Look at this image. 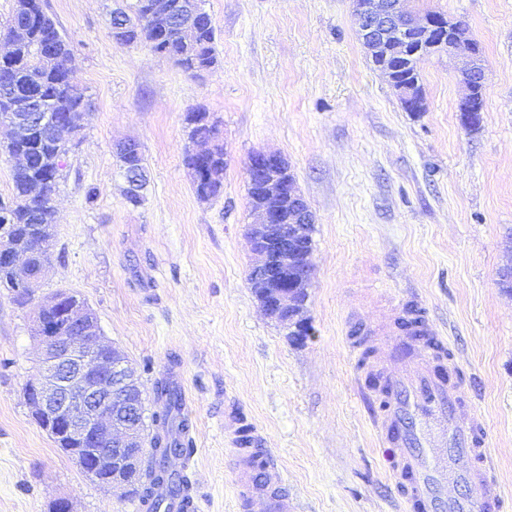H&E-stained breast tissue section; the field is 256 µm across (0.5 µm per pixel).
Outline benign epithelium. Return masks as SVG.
<instances>
[{
    "label": "benign epithelium",
    "instance_id": "benign-epithelium-1",
    "mask_svg": "<svg viewBox=\"0 0 512 512\" xmlns=\"http://www.w3.org/2000/svg\"><path fill=\"white\" fill-rule=\"evenodd\" d=\"M406 0H353L354 14L359 20V35L368 55L389 54L392 45L408 30L420 33L417 47H403L407 54L421 60L446 53L458 61L462 73L475 70L477 47L469 36L458 34L460 22L428 12L420 20L405 7ZM468 94L459 112H480L483 107V87L466 83ZM403 105H412L423 112L426 100L422 88L411 81L397 88ZM0 121L13 131L12 139L25 141L39 128H50L56 120L48 112H3ZM286 160L277 153L260 152L252 155L247 168L263 178V188L276 197L288 196L298 201L300 194L288 181ZM258 222L250 225V242L258 255L252 267L250 282L255 291L266 299L261 306L264 315L290 326L304 341L308 322L303 318V306L296 302L299 288L311 274L308 256L298 259L296 241L288 235L272 234L280 212L268 207L256 210ZM10 224L0 225V257L8 262L13 274L9 286L15 291L32 293L34 280L27 274V253L10 242ZM52 304L64 310L67 323L59 328H39L42 348L40 370L24 387V398L31 408L34 421L57 437L77 444L66 448L85 473L94 477L104 465L119 467L134 462L132 448L144 447L140 425L145 414L144 393L132 399L133 388L142 389L128 361L112 354V345L94 328V314L89 307L57 297Z\"/></svg>",
    "mask_w": 512,
    "mask_h": 512
}]
</instances>
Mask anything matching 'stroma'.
<instances>
[{
    "label": "stroma",
    "instance_id": "stroma-1",
    "mask_svg": "<svg viewBox=\"0 0 512 512\" xmlns=\"http://www.w3.org/2000/svg\"><path fill=\"white\" fill-rule=\"evenodd\" d=\"M126 0H47L74 47L92 105L53 197L52 263L28 304L0 288V512H140L87 475L31 417L38 303L73 291L124 352L144 389L182 377L195 512H243L237 441L253 425L298 512H402L360 393L359 353L395 308L420 305L448 341L487 421L496 492L512 498V0H410L462 21L486 68L481 129L447 55L420 65L427 109L405 111L368 60L352 0H203L217 61L192 76L108 19ZM223 132L219 198L200 199L184 163L187 112ZM140 144L147 184L134 207L113 147ZM281 154L316 216L305 316L295 344L248 280L255 220L246 165ZM95 197H87L88 187Z\"/></svg>",
    "mask_w": 512,
    "mask_h": 512
}]
</instances>
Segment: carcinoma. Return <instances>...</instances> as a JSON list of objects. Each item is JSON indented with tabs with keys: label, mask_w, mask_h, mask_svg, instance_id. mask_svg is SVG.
I'll use <instances>...</instances> for the list:
<instances>
[{
	"label": "carcinoma",
	"mask_w": 512,
	"mask_h": 512,
	"mask_svg": "<svg viewBox=\"0 0 512 512\" xmlns=\"http://www.w3.org/2000/svg\"><path fill=\"white\" fill-rule=\"evenodd\" d=\"M198 0H135L131 12L118 8L111 12L109 24L123 27L120 44H141L150 52L168 57L193 75L210 67L216 58L215 29L210 16L199 19V34L192 43L183 41L181 19L183 13ZM19 29L26 30V38L17 42L13 59L0 65V90L10 94L8 103L0 102L2 112H53L71 125L81 129V121L89 105L85 88L70 67L73 45L60 33L57 21L40 4L38 27L30 28V19L21 4H16L5 24L0 26V38L7 40ZM389 65L395 70L398 82L420 80L417 61L392 56ZM200 110L186 114L189 136L194 142L209 141L213 151L199 161L186 151L187 166L205 168L194 189L206 200L219 197L224 190V171L228 162L224 157V143L216 123H200ZM33 160L28 166H15L12 173L13 194L9 201H0V224L15 225L12 241L29 252L30 274L41 278L48 271L51 248L55 239V209L53 195L63 170L62 160L70 150L69 141L50 128H44L32 137L30 146ZM128 183L126 200L133 206L143 200L145 177L143 158H136L135 168L123 169ZM159 410L152 417L156 431L148 440V451L143 454L147 467L141 469V491L129 496L138 499L143 512H158L157 489L165 487L183 500L190 499L191 481L185 471L169 468L171 459L185 455L190 447V421L181 411L182 394L168 379L154 384Z\"/></svg>",
	"instance_id": "1"
}]
</instances>
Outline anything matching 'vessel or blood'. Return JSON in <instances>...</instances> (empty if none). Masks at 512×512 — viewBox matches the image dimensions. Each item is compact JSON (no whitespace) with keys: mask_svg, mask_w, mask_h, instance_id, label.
Segmentation results:
<instances>
[{"mask_svg":"<svg viewBox=\"0 0 512 512\" xmlns=\"http://www.w3.org/2000/svg\"><path fill=\"white\" fill-rule=\"evenodd\" d=\"M402 370L364 367L366 412L404 512H506L490 490L493 465L483 416L458 377L453 355L424 311L407 312ZM236 490L251 512H295L296 503L259 438L239 451Z\"/></svg>","mask_w":512,"mask_h":512,"instance_id":"vessel-or-blood-1","label":"vessel or blood"}]
</instances>
